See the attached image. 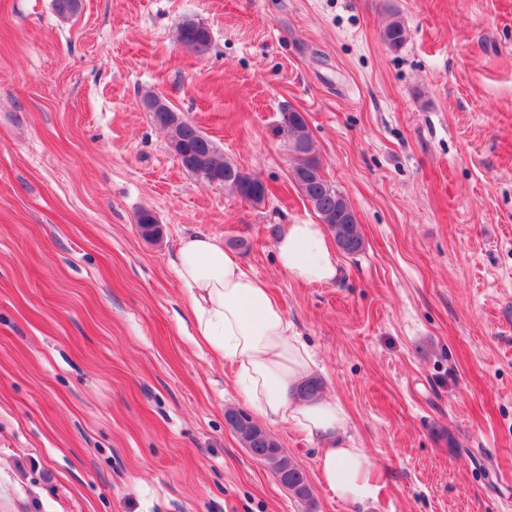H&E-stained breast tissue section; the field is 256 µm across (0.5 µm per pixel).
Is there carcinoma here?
Returning <instances> with one entry per match:
<instances>
[{"instance_id":"carcinoma-1","label":"carcinoma","mask_w":512,"mask_h":512,"mask_svg":"<svg viewBox=\"0 0 512 512\" xmlns=\"http://www.w3.org/2000/svg\"><path fill=\"white\" fill-rule=\"evenodd\" d=\"M56 13L68 18L81 9V0H54ZM408 38V30L400 17H393L384 27L381 39L387 47L397 50L401 48ZM179 41L197 51H205L210 46L211 36L207 27L187 21L182 24L178 32ZM143 102L157 104L159 108L150 112L153 122L166 132L167 139L183 145L185 148L198 151L202 154L201 170L217 176L225 187L231 189L240 198L249 201L252 205L262 204V198L268 192L265 183L252 178V175L243 173V169L235 163L224 159L217 145L203 135L199 128L190 120L171 126L167 122V113L172 111L167 100L157 94L146 93ZM283 131L287 138L295 141H304L307 148L291 155L290 174L295 176L300 171L321 167L319 159L313 153L312 139L305 117L295 111L283 113ZM301 194L312 206L318 218L333 217L336 223L328 225L334 235L336 244L347 255L356 256L364 251L365 241L357 224H344L340 216L351 209L348 199L336 189L328 180L320 179L309 186L299 188ZM141 235L146 239H156L161 229L155 217L148 211H143L137 218ZM228 425L236 433L242 446L245 448L261 449L260 462L268 467L274 475L278 476L283 470H288L292 480L288 484V492L296 499L303 501L307 509H313L314 494L307 481L304 471L282 448L280 442L253 418H242L238 415L227 419Z\"/></svg>"}]
</instances>
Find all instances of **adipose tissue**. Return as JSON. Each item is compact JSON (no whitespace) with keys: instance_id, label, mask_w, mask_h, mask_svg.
Returning <instances> with one entry per match:
<instances>
[{"instance_id":"1","label":"adipose tissue","mask_w":512,"mask_h":512,"mask_svg":"<svg viewBox=\"0 0 512 512\" xmlns=\"http://www.w3.org/2000/svg\"><path fill=\"white\" fill-rule=\"evenodd\" d=\"M274 252L278 269L300 284H329L341 274L320 224L283 225ZM171 265L189 300L199 340L232 365L234 386L253 410L267 424L290 427L320 445V478L337 499L372 498L373 466L349 433L345 408L335 400L292 396L317 363L266 284L223 241L207 235L183 238Z\"/></svg>"}]
</instances>
